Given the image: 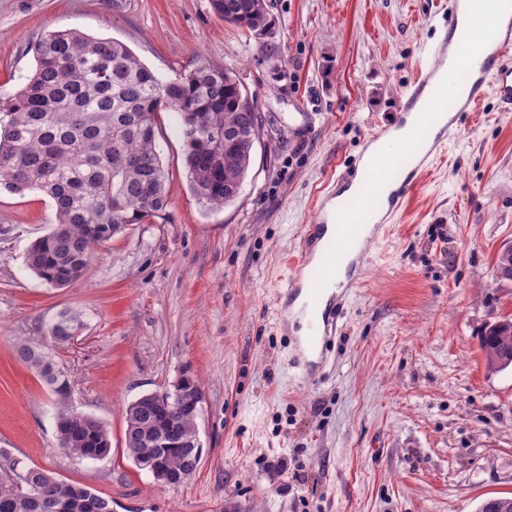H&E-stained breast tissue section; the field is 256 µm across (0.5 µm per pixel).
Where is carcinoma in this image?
Here are the masks:
<instances>
[{
	"instance_id": "carcinoma-1",
	"label": "carcinoma",
	"mask_w": 512,
	"mask_h": 512,
	"mask_svg": "<svg viewBox=\"0 0 512 512\" xmlns=\"http://www.w3.org/2000/svg\"><path fill=\"white\" fill-rule=\"evenodd\" d=\"M224 22L248 31L261 53L275 51L262 38L276 29L254 0H211ZM178 114L186 142L185 166L199 201L218 211L237 200L255 143L263 134L255 96L229 68L202 62L162 82L121 41L90 37L75 29L45 32L36 45V68L19 92L0 98V185L23 196L50 199L55 224L30 245L26 262L44 283L67 287L79 280L96 249L131 224H155L167 206L168 172L157 144V114ZM83 326L62 310L48 334L58 346ZM487 367L512 365V320L488 327L481 339ZM18 362L28 366L55 396L59 445L70 456L110 454L111 440L99 419L69 408L66 372L41 348L20 340ZM124 444L137 464L154 461L182 483L200 459L185 448H153L149 439L173 428L192 437L196 415L147 394L125 409ZM112 512V501L79 483L54 482L48 471L0 450V512Z\"/></svg>"
}]
</instances>
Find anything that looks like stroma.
<instances>
[{"label": "stroma", "mask_w": 512, "mask_h": 512, "mask_svg": "<svg viewBox=\"0 0 512 512\" xmlns=\"http://www.w3.org/2000/svg\"><path fill=\"white\" fill-rule=\"evenodd\" d=\"M279 51L215 17L210 0H0V97L32 75L44 31L126 44L163 81L201 62L234 68L273 138L255 144L237 200L192 194L177 113L157 117L169 172L164 220L134 224L67 288L26 266L54 224L49 199L0 188V448L112 501L114 512H479L512 494V366L489 371L486 327L512 318V110L478 115L368 247L322 367L297 362L300 323L280 296L304 225L366 138L391 119L432 50L448 0H272ZM83 329L56 350L75 411L102 420L112 450L60 448L56 404L13 356L48 341L57 314ZM201 384L202 457L165 487L124 451L126 406L182 374Z\"/></svg>", "instance_id": "1"}]
</instances>
